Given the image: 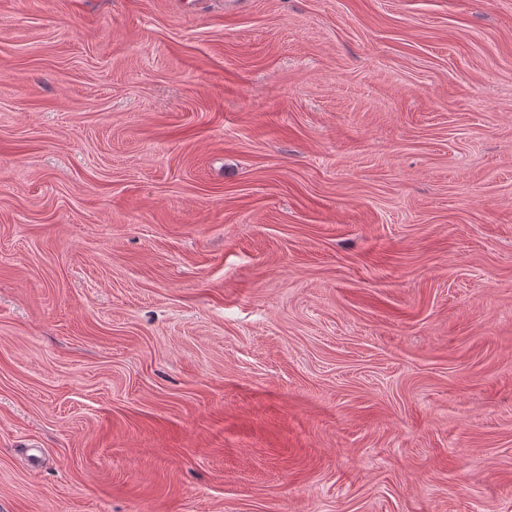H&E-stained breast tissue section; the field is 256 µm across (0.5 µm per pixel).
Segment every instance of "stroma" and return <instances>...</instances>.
Returning <instances> with one entry per match:
<instances>
[{"label": "stroma", "mask_w": 512, "mask_h": 512, "mask_svg": "<svg viewBox=\"0 0 512 512\" xmlns=\"http://www.w3.org/2000/svg\"><path fill=\"white\" fill-rule=\"evenodd\" d=\"M0 512H512V0H0Z\"/></svg>", "instance_id": "stroma-1"}]
</instances>
